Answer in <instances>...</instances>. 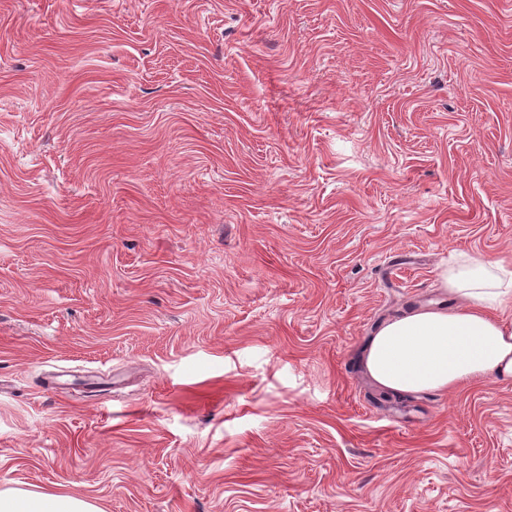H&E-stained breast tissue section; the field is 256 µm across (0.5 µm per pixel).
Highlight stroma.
<instances>
[{"mask_svg": "<svg viewBox=\"0 0 512 512\" xmlns=\"http://www.w3.org/2000/svg\"><path fill=\"white\" fill-rule=\"evenodd\" d=\"M512 264V0H0V490L512 512V383L362 350Z\"/></svg>", "mask_w": 512, "mask_h": 512, "instance_id": "1", "label": "stroma"}]
</instances>
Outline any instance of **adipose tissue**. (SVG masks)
I'll return each instance as SVG.
<instances>
[{
    "label": "adipose tissue",
    "mask_w": 512,
    "mask_h": 512,
    "mask_svg": "<svg viewBox=\"0 0 512 512\" xmlns=\"http://www.w3.org/2000/svg\"><path fill=\"white\" fill-rule=\"evenodd\" d=\"M447 309L421 305L379 326L364 349L362 368L389 393L455 390L492 378L512 381V272L502 261L465 255L438 274ZM0 512H101L88 498L27 489L0 491Z\"/></svg>",
    "instance_id": "ef3b65f1"
}]
</instances>
